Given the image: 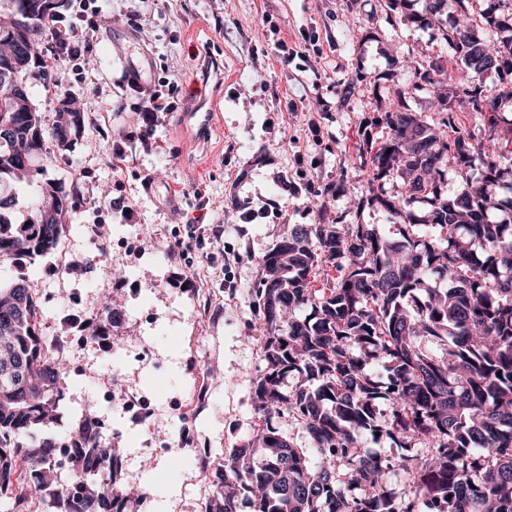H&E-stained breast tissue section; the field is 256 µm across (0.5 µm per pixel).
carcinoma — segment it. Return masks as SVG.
Wrapping results in <instances>:
<instances>
[{
  "mask_svg": "<svg viewBox=\"0 0 512 512\" xmlns=\"http://www.w3.org/2000/svg\"><path fill=\"white\" fill-rule=\"evenodd\" d=\"M9 3L0 21V59L13 52V31L27 27L37 40L49 36L56 17L50 0ZM461 26L451 21L444 39L460 63L459 82L437 96L439 134L415 112L385 113L389 138L360 150L369 173V201L396 220L387 238L372 224H298L263 258L265 274L251 294L264 337L262 373L252 386L263 414L262 437L232 449L208 512H512V198L493 191L512 154L499 129L500 96L482 84L493 71L512 74V57L493 69L492 56L512 48V27L495 21L496 4L474 19L469 0H454ZM497 28L500 39L478 35ZM487 116L486 141L472 143L453 122L454 103ZM14 121L19 145L0 141V186H40L38 202L19 218L0 211V261L54 252L72 211L62 181L40 182L36 160L50 143L84 130V115L46 127L25 102L0 99ZM453 162L476 170L460 192L443 190ZM401 181V197H384L381 181ZM429 206L415 221L407 207ZM58 208L47 224L43 210ZM504 218L495 222L488 211ZM340 272L325 290L315 289V268ZM308 309L306 316L296 312ZM35 284L18 276L0 287V496L4 512H27L28 501L55 483L56 448L38 432L57 421L64 376L60 359L45 353L38 329ZM386 372L374 377L370 366ZM308 436L296 448L270 421L273 410ZM389 445L391 453L367 454L361 437ZM77 492L64 496L65 512H105L126 500L102 479L117 457L100 445L99 421L87 416L74 432L70 457Z\"/></svg>",
  "mask_w": 512,
  "mask_h": 512,
  "instance_id": "1",
  "label": "carcinoma"
}]
</instances>
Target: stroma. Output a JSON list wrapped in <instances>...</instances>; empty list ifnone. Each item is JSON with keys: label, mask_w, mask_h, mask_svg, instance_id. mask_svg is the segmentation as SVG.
I'll return each mask as SVG.
<instances>
[{"label": "stroma", "mask_w": 512, "mask_h": 512, "mask_svg": "<svg viewBox=\"0 0 512 512\" xmlns=\"http://www.w3.org/2000/svg\"><path fill=\"white\" fill-rule=\"evenodd\" d=\"M83 70L66 60L34 67L24 81L44 125L64 83L84 114L82 135L51 150L42 166L75 197L62 239L77 273L58 254L0 263V280L36 285L40 332L63 359L69 387L45 437L60 447L56 487L36 512H61L77 424L102 423L101 445L120 451L118 487L147 485L123 512H197L211 499L183 436L195 431L216 460L251 439L260 419L251 386L263 368L249 299L263 257L294 224H373L396 233L391 214L366 201L368 173L357 147L385 142L379 122L397 106L442 118L418 74L454 70L439 23L412 22L425 0L389 9L385 0H97ZM293 50L282 62L275 44ZM142 86H178V107L144 121ZM219 100L210 138L182 131L179 115ZM111 111H103V104ZM322 192L324 210L310 208ZM187 248H179V241ZM122 298L100 318L101 295ZM115 386L108 396L106 386ZM134 396L149 425L123 406Z\"/></svg>", "instance_id": "stroma-1"}]
</instances>
